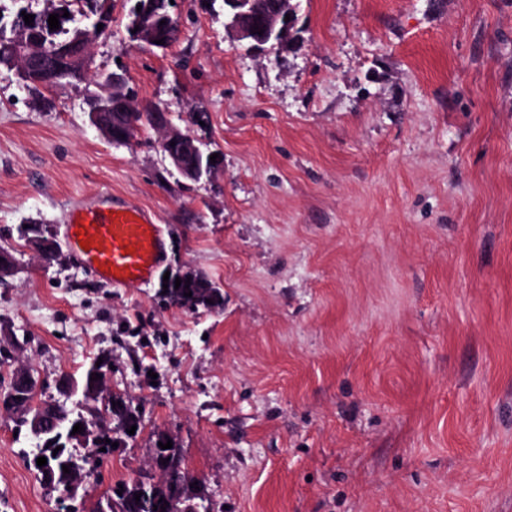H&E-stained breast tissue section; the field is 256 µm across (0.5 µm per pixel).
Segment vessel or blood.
I'll return each instance as SVG.
<instances>
[{
	"label": "vessel or blood",
	"instance_id": "1",
	"mask_svg": "<svg viewBox=\"0 0 512 512\" xmlns=\"http://www.w3.org/2000/svg\"><path fill=\"white\" fill-rule=\"evenodd\" d=\"M64 243L81 264L108 285L135 288L149 282L164 249L155 216L133 203L113 202L110 193L69 208ZM86 242H79V233Z\"/></svg>",
	"mask_w": 512,
	"mask_h": 512
}]
</instances>
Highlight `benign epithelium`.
I'll return each mask as SVG.
<instances>
[{
  "label": "benign epithelium",
  "mask_w": 512,
  "mask_h": 512,
  "mask_svg": "<svg viewBox=\"0 0 512 512\" xmlns=\"http://www.w3.org/2000/svg\"><path fill=\"white\" fill-rule=\"evenodd\" d=\"M110 0H100V17L92 27L81 28L73 41L64 49L53 48L47 43H32L22 38L12 46V55L20 69L35 78L54 82L64 66L81 70L88 69L89 53L92 38L97 34V25L107 24L109 19ZM224 12L229 18L228 26L236 32L238 38L250 44V48L264 50L268 44L277 46L289 41L294 34L297 19V6L292 3H281V0L266 8L258 4V0H224ZM290 20H285V16ZM134 24L139 30L133 38L140 44L154 47L159 39V23L157 17L147 8L133 12ZM263 34H258V31ZM98 85L105 88L90 104L91 121L104 136L112 137L114 143H128L136 127L135 97L128 86L126 70L119 66L116 70L99 76ZM154 126L160 134L159 145L171 165L186 176L193 178L204 170H213L210 155L204 153L197 140L182 132L173 125L168 114L154 111ZM29 245L46 265H53L63 260L60 249L51 251L34 237L28 240ZM98 380H90L86 394L94 403H106L112 399V387L108 384L110 368L97 369ZM26 424L29 436L36 444V451L31 456V463L46 455L48 443L61 438L71 443L83 439V434L72 433L75 421L58 418L56 413L45 404H39L35 410L26 411ZM65 450L56 453V458L80 475L81 480H87L94 472L91 463L81 464L75 457L64 456ZM43 485L51 492L57 493V498L63 502L67 512L77 508L76 489L69 486L62 489L56 478V464H47L39 468Z\"/></svg>",
  "instance_id": "7a95c632"
}]
</instances>
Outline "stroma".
Masks as SVG:
<instances>
[{"label": "stroma", "mask_w": 512, "mask_h": 512, "mask_svg": "<svg viewBox=\"0 0 512 512\" xmlns=\"http://www.w3.org/2000/svg\"><path fill=\"white\" fill-rule=\"evenodd\" d=\"M130 7L111 0L92 75L45 103L0 64V392L22 365L49 399L108 353L143 402L85 512L161 433L215 512H512V0H299L296 38L265 52L224 0H174L165 49L131 41ZM119 64L218 153L211 179L183 178L151 127L116 145L91 124L94 76ZM100 191L163 227L142 287L45 265L24 237L62 239ZM176 270L223 306L161 305ZM30 446L0 411V512H55Z\"/></svg>", "instance_id": "obj_1"}]
</instances>
